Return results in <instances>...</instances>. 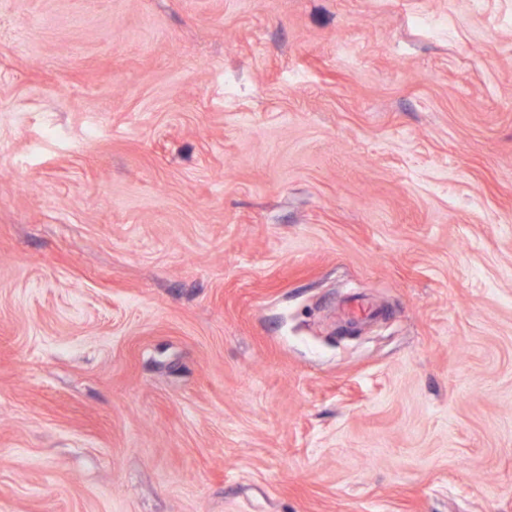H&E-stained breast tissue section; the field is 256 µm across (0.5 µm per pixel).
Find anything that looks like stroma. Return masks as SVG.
<instances>
[{"label":"stroma","instance_id":"35a3bbf8","mask_svg":"<svg viewBox=\"0 0 512 512\" xmlns=\"http://www.w3.org/2000/svg\"><path fill=\"white\" fill-rule=\"evenodd\" d=\"M0 512H512V0H0Z\"/></svg>","mask_w":512,"mask_h":512}]
</instances>
